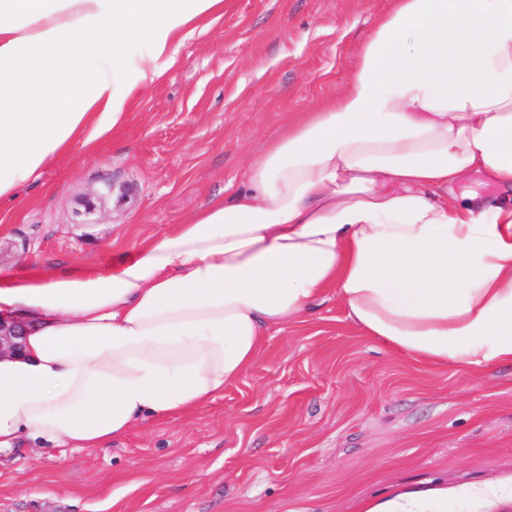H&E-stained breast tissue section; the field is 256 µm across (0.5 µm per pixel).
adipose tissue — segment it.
<instances>
[{
    "label": "adipose tissue",
    "instance_id": "ef3b65f1",
    "mask_svg": "<svg viewBox=\"0 0 512 512\" xmlns=\"http://www.w3.org/2000/svg\"><path fill=\"white\" fill-rule=\"evenodd\" d=\"M224 0H0V200L124 118ZM145 53L133 54L137 44ZM512 0H392L346 89L289 124L246 183L109 272L0 278L25 323L0 358V451L100 448L207 404L269 329L336 287L419 361L512 362ZM368 512H448L407 491Z\"/></svg>",
    "mask_w": 512,
    "mask_h": 512
}]
</instances>
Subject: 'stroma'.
Listing matches in <instances>:
<instances>
[{"label":"stroma","instance_id":"1","mask_svg":"<svg viewBox=\"0 0 512 512\" xmlns=\"http://www.w3.org/2000/svg\"><path fill=\"white\" fill-rule=\"evenodd\" d=\"M391 0H226L125 120L0 203V278L108 270L243 183L246 162L347 86ZM89 212L91 222L76 224ZM512 484V362L417 361L366 336L335 288L269 330L253 368L189 414L102 448L0 453V512H365L395 491Z\"/></svg>","mask_w":512,"mask_h":512}]
</instances>
